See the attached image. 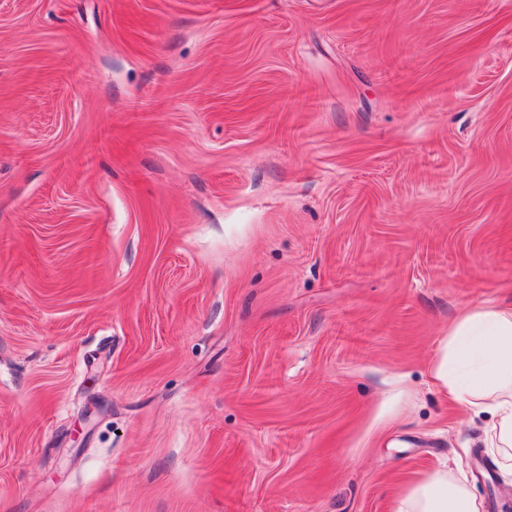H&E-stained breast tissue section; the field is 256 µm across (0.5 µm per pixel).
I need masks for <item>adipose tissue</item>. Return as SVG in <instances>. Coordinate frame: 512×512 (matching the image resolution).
Here are the masks:
<instances>
[{
	"label": "adipose tissue",
	"mask_w": 512,
	"mask_h": 512,
	"mask_svg": "<svg viewBox=\"0 0 512 512\" xmlns=\"http://www.w3.org/2000/svg\"><path fill=\"white\" fill-rule=\"evenodd\" d=\"M432 374L467 411L490 416L487 448L512 474V307L464 310L441 340ZM393 512H481V505L458 462L399 491Z\"/></svg>",
	"instance_id": "adipose-tissue-1"
}]
</instances>
